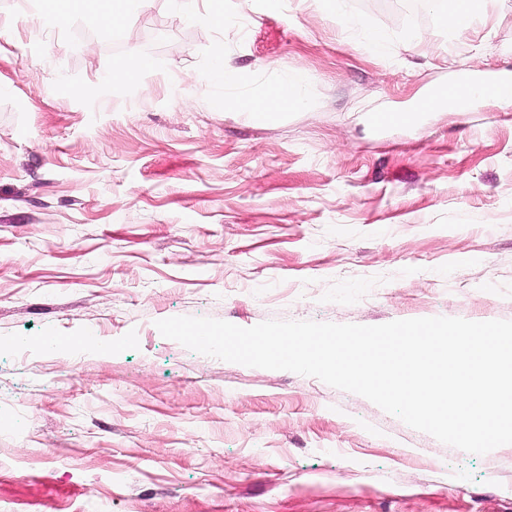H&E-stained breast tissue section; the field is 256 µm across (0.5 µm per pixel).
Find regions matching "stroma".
Wrapping results in <instances>:
<instances>
[{
  "label": "stroma",
  "instance_id": "obj_1",
  "mask_svg": "<svg viewBox=\"0 0 512 512\" xmlns=\"http://www.w3.org/2000/svg\"><path fill=\"white\" fill-rule=\"evenodd\" d=\"M209 6L111 29L90 0H0V512H512V445L469 454L155 326L512 320V106L369 121L511 72L512 0L464 34L435 0H224L220 29ZM300 71L299 106L255 119ZM151 69L150 62L138 58L119 65L113 72V77L121 82L134 83L141 79Z\"/></svg>",
  "mask_w": 512,
  "mask_h": 512
}]
</instances>
